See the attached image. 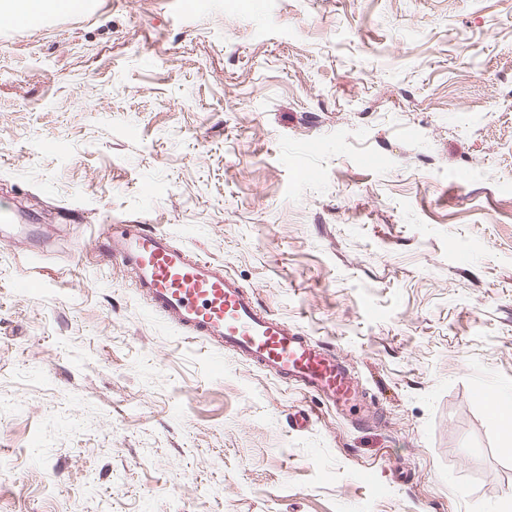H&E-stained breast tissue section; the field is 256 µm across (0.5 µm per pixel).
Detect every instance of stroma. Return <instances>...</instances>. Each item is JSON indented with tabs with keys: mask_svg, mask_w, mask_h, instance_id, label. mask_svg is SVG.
Masks as SVG:
<instances>
[{
	"mask_svg": "<svg viewBox=\"0 0 512 512\" xmlns=\"http://www.w3.org/2000/svg\"><path fill=\"white\" fill-rule=\"evenodd\" d=\"M9 207L0 512L512 499L477 397L512 396V0H87L0 25ZM109 221L223 263L346 358L358 410L150 312L98 253Z\"/></svg>",
	"mask_w": 512,
	"mask_h": 512,
	"instance_id": "1",
	"label": "stroma"
}]
</instances>
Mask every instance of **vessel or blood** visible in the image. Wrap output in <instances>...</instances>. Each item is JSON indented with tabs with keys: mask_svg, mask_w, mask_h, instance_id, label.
Returning <instances> with one entry per match:
<instances>
[{
	"mask_svg": "<svg viewBox=\"0 0 512 512\" xmlns=\"http://www.w3.org/2000/svg\"><path fill=\"white\" fill-rule=\"evenodd\" d=\"M102 237L109 259L133 273L150 310L187 336L331 405L356 401L358 385L335 354L260 310L223 264L190 254L142 224H106Z\"/></svg>",
	"mask_w": 512,
	"mask_h": 512,
	"instance_id": "obj_1",
	"label": "vessel or blood"
}]
</instances>
